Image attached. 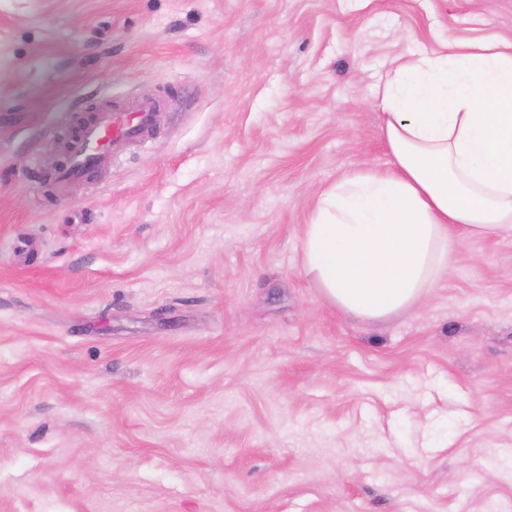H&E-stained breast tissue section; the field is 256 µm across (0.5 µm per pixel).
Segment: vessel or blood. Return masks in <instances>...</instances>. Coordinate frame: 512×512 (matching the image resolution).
<instances>
[{
  "mask_svg": "<svg viewBox=\"0 0 512 512\" xmlns=\"http://www.w3.org/2000/svg\"><path fill=\"white\" fill-rule=\"evenodd\" d=\"M159 108L156 100L143 98L124 109L102 108L67 142L66 163L58 171L60 182L81 179L112 162L127 141L146 137Z\"/></svg>",
  "mask_w": 512,
  "mask_h": 512,
  "instance_id": "vessel-or-blood-1",
  "label": "vessel or blood"
}]
</instances>
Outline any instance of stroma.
<instances>
[{"instance_id":"stroma-1","label":"stroma","mask_w":512,"mask_h":512,"mask_svg":"<svg viewBox=\"0 0 512 512\" xmlns=\"http://www.w3.org/2000/svg\"><path fill=\"white\" fill-rule=\"evenodd\" d=\"M497 36L512 0H0V512H512V235L381 320L302 267L390 161L377 77ZM159 103L152 98L136 101L124 109L102 108L67 142V162L59 169L62 183L83 179L112 163L128 140L146 137L154 126Z\"/></svg>"}]
</instances>
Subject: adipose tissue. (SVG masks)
Masks as SVG:
<instances>
[{
	"instance_id": "adipose-tissue-1",
	"label": "adipose tissue",
	"mask_w": 512,
	"mask_h": 512,
	"mask_svg": "<svg viewBox=\"0 0 512 512\" xmlns=\"http://www.w3.org/2000/svg\"><path fill=\"white\" fill-rule=\"evenodd\" d=\"M374 93L390 163L330 185L303 247L324 297L370 320L421 303L465 239L512 233V41L397 59Z\"/></svg>"
}]
</instances>
